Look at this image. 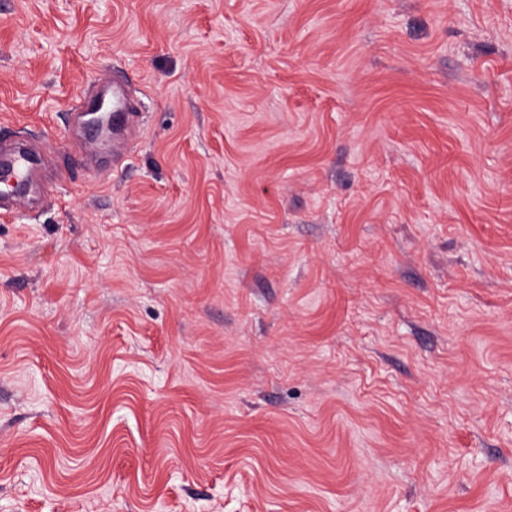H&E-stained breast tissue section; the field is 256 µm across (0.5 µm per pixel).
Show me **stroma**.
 Listing matches in <instances>:
<instances>
[{
  "mask_svg": "<svg viewBox=\"0 0 512 512\" xmlns=\"http://www.w3.org/2000/svg\"><path fill=\"white\" fill-rule=\"evenodd\" d=\"M4 138L0 512H512V0H0ZM120 84L112 82V90L110 83H104L100 76H97L93 87L86 92L76 97L72 106L73 110L81 116H87V113L94 112L96 108L105 105L108 98L112 95V105L115 107L112 113V140L117 130L133 129L139 127L138 112H128L125 103L123 102L120 94ZM41 156L20 144H0V180L11 182L12 193L5 194L0 191V215H9L13 212L18 199L28 204L27 194L35 184L37 192L43 199H48L55 186V182L43 180L39 170Z\"/></svg>",
  "mask_w": 512,
  "mask_h": 512,
  "instance_id": "stroma-1",
  "label": "stroma"
}]
</instances>
